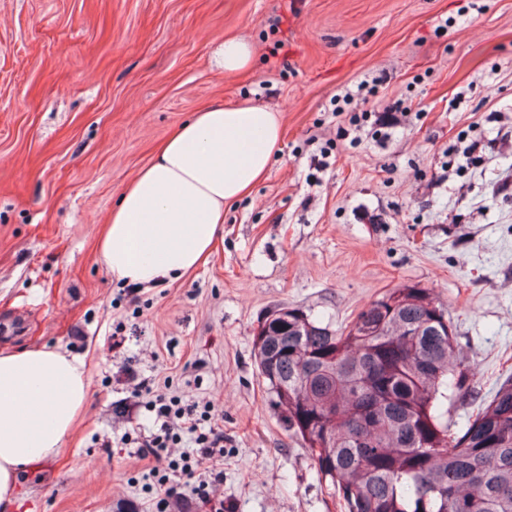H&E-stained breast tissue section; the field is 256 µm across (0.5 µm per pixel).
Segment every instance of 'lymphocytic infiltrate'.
I'll return each instance as SVG.
<instances>
[{"label":"lymphocytic infiltrate","mask_w":512,"mask_h":512,"mask_svg":"<svg viewBox=\"0 0 512 512\" xmlns=\"http://www.w3.org/2000/svg\"><path fill=\"white\" fill-rule=\"evenodd\" d=\"M383 82L380 76L360 80L337 94L334 107L335 113H348L354 130L369 128L377 142L389 137L385 123L373 121L371 110ZM355 102L362 104L361 112H350ZM134 397L154 413L157 428L149 433H125L121 443L135 449L142 469L155 480L151 512H168L169 500L176 492L173 480L178 476L186 478L201 512H224L223 500L212 493L213 486L224 479V433L214 424L213 407L183 403L148 382L138 385ZM185 439L190 440L191 451L172 456V447Z\"/></svg>","instance_id":"lymphocytic-infiltrate-1"}]
</instances>
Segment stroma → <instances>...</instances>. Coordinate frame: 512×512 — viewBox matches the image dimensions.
<instances>
[{"instance_id": "1", "label": "stroma", "mask_w": 512, "mask_h": 512, "mask_svg": "<svg viewBox=\"0 0 512 512\" xmlns=\"http://www.w3.org/2000/svg\"><path fill=\"white\" fill-rule=\"evenodd\" d=\"M228 35L253 44L251 71L216 67ZM380 74V100L414 110L387 143L351 142L331 100ZM241 100L276 109L283 140L225 206L208 263L112 283L96 243L127 183L195 112ZM473 138L483 162L449 169ZM407 286L432 289L479 366L464 427L512 377V0H0V347L66 349L90 382L16 512H147L117 445L152 425L143 381L213 405L224 512H342L273 404L254 330L293 307L340 331Z\"/></svg>"}]
</instances>
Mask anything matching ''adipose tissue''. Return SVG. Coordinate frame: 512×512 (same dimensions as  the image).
I'll return each instance as SVG.
<instances>
[{
  "label": "adipose tissue",
  "instance_id": "obj_1",
  "mask_svg": "<svg viewBox=\"0 0 512 512\" xmlns=\"http://www.w3.org/2000/svg\"><path fill=\"white\" fill-rule=\"evenodd\" d=\"M282 138L275 110L243 101L195 114L126 186L98 255L113 281L171 282L210 254L224 207L266 174ZM85 361L41 347L0 349V512L18 475L50 457L86 407Z\"/></svg>",
  "mask_w": 512,
  "mask_h": 512
}]
</instances>
